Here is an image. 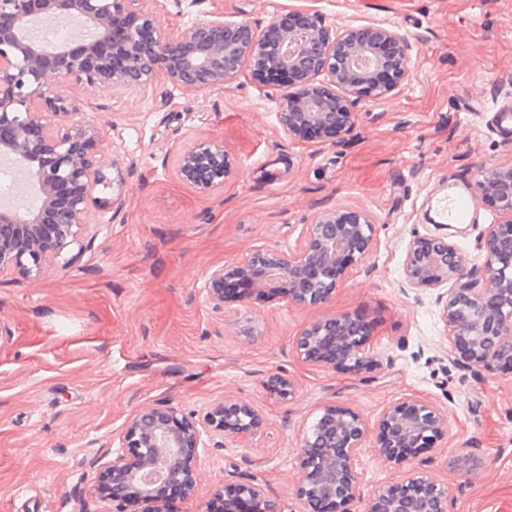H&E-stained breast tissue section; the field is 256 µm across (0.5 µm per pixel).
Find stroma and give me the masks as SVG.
<instances>
[{
    "instance_id": "obj_1",
    "label": "stroma",
    "mask_w": 512,
    "mask_h": 512,
    "mask_svg": "<svg viewBox=\"0 0 512 512\" xmlns=\"http://www.w3.org/2000/svg\"><path fill=\"white\" fill-rule=\"evenodd\" d=\"M319 14L333 31L387 22L413 45L407 79L387 100H361L352 131L320 141L280 133L275 83L243 71L224 89L186 92L164 79L144 88L65 90L105 129L113 182L92 192L93 246L65 248L50 276H0V512H113L92 459L115 458L135 410L159 401L189 413L226 397L250 402L266 421L251 435L200 449L196 490L173 512H207L225 484L256 482L277 512H303L296 495L300 441L324 408L345 407L376 424L410 399L439 406L447 428L434 447L395 466L372 446L361 453L363 512L374 491L409 474L453 488L450 512H512V374L475 375L456 364L431 295L401 288L413 235L434 227V203L485 163H512V136L498 134L492 108L512 102V0H198L180 27L221 19L263 33L284 13ZM217 138L234 174L214 196L175 175L174 148ZM330 209L375 220V246L325 305L282 297L206 304V271L252 250L294 246L302 225ZM452 226L471 265L494 223ZM361 317L373 369L310 365L292 344L313 319ZM296 385L281 398L271 383ZM472 453L474 468L460 464Z\"/></svg>"
}]
</instances>
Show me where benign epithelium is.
I'll use <instances>...</instances> for the list:
<instances>
[{
    "label": "benign epithelium",
    "mask_w": 512,
    "mask_h": 512,
    "mask_svg": "<svg viewBox=\"0 0 512 512\" xmlns=\"http://www.w3.org/2000/svg\"><path fill=\"white\" fill-rule=\"evenodd\" d=\"M142 0H0V158L18 164L37 191L38 205L0 206V274L43 278L61 251L90 246V197L110 184L102 158L101 129L79 116L62 89L73 81L87 91L126 90L164 78L185 91L222 88L244 67L284 75L276 119L288 137L301 128L352 129L354 104L383 101L407 79L410 44L395 30L372 25L338 35L318 14L277 15L260 38L248 25L221 20L185 28L165 26ZM76 18L88 35L80 50L61 40L50 46L37 32L60 19ZM70 117L64 125L54 117ZM178 177L203 194L224 190L232 169L224 143L198 140L177 159ZM475 193L494 205L495 223L482 236V268L446 234L416 236L403 264L405 286L437 291L436 304L454 359L476 373L512 372V164H483ZM374 218L364 210L326 211L303 225L294 246L257 249L239 262L210 267L203 288L215 309L227 302L224 284L242 280L248 292L238 302L279 294L304 307L327 303L349 271L373 249ZM491 295L500 299L486 305ZM362 321L351 315L319 317L294 343L303 361L320 367L361 368L373 364ZM263 426L254 407L226 398L198 419L157 402L137 410L119 436L125 453L112 459L117 477L114 512H168L164 490L181 484L194 492L195 474L185 460L204 447L203 433L235 439ZM447 418L431 402L409 400L387 408L374 427L360 414L329 406L301 440L297 489L304 512H325L326 503L349 504L359 496L361 452L368 437L388 462H406V449L430 445L445 431ZM219 496L248 499L257 512H274L265 489L254 483L226 485ZM452 488L419 472L395 489H379L365 512H448Z\"/></svg>",
    "instance_id": "1"
}]
</instances>
